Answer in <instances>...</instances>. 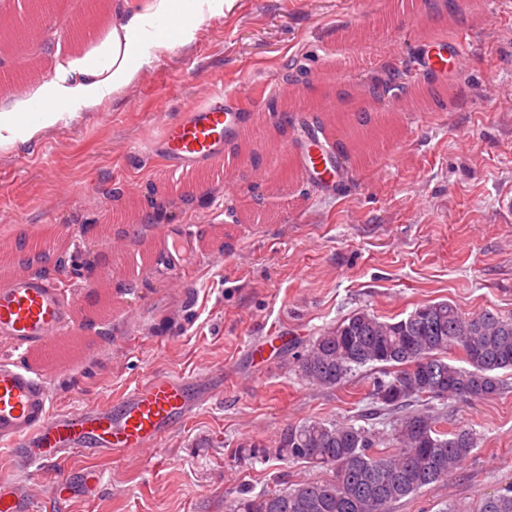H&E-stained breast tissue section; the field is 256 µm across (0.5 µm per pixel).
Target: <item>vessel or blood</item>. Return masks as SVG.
Listing matches in <instances>:
<instances>
[{"label":"vessel or blood","mask_w":512,"mask_h":512,"mask_svg":"<svg viewBox=\"0 0 512 512\" xmlns=\"http://www.w3.org/2000/svg\"><path fill=\"white\" fill-rule=\"evenodd\" d=\"M418 64L426 71L465 73L468 56L463 46L443 50L436 38ZM247 94L205 89L204 100L187 104L181 117L162 120V135L144 153L162 158L175 172L220 170L224 190L236 193L239 163L225 154L228 142L244 144L254 113L246 107ZM333 138L330 126L306 139L292 159L299 170L325 191L343 181L344 159L331 156L326 147ZM155 254H169L178 246L183 260L198 247L195 236L155 225ZM81 309L58 285L34 272H19L0 282V338L10 341L18 363L0 364V442L14 443L32 467L58 461L62 456L93 450L104 454H147L183 420L201 399L190 381L167 376L127 391L116 405L88 406L66 416L49 408L46 378L63 369L79 346ZM0 512H29L18 496L9 473L0 472Z\"/></svg>","instance_id":"obj_1"}]
</instances>
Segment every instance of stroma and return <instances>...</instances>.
<instances>
[{"instance_id": "obj_1", "label": "stroma", "mask_w": 512, "mask_h": 512, "mask_svg": "<svg viewBox=\"0 0 512 512\" xmlns=\"http://www.w3.org/2000/svg\"><path fill=\"white\" fill-rule=\"evenodd\" d=\"M140 2L54 0L52 13L36 18L25 0H11L0 5V44L33 23L53 29L54 41L28 45L43 82L53 77L59 37L76 58L102 50ZM91 7L100 20L86 36L78 18ZM451 29L467 41L469 69L428 75L418 67L422 38ZM151 50V83L133 78L92 107L61 102L57 122L0 146V240L10 244L0 261L6 274L19 269L22 234L103 222L101 200L113 184L135 188L139 212L155 204L177 211L173 228H191L201 241L188 266L173 255L140 273L135 250L149 242L148 223L136 224L133 249L112 251L97 235L62 252L67 294L84 303L100 282L114 304L86 306L83 357L46 386L59 415L119 401L156 375L190 379L204 400L147 455L84 453L36 474L0 444V468L38 512H231L242 493L325 478L306 464L247 453L308 419L358 423L369 368L326 389L292 366L324 329L359 311L397 321L438 301L469 316L512 317V216L499 207L512 194V104L497 95L512 87V8L490 0L453 8L446 0H226L223 14ZM390 66L442 89L445 106L396 113L379 153L334 195L285 172L276 150L300 135L302 112L261 125L269 145L246 157L234 195L220 173L180 177L140 153L157 133L155 107L178 117L205 75L228 93L258 91L265 106L287 71L305 97L350 102ZM254 168L271 169V179L253 181ZM187 185L195 188L190 208L181 203ZM85 251L102 257L96 279L75 271ZM175 268L183 274L177 290L166 285ZM500 377L495 395L441 402L449 428L473 430L476 446L447 480L394 512H474L512 485V374ZM86 467L105 474L97 490L59 498L58 484L80 486Z\"/></svg>"}]
</instances>
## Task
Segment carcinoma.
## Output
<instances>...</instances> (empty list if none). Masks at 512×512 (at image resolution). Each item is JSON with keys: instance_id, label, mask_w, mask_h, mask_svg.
Returning <instances> with one entry per match:
<instances>
[{"instance_id": "obj_1", "label": "carcinoma", "mask_w": 512, "mask_h": 512, "mask_svg": "<svg viewBox=\"0 0 512 512\" xmlns=\"http://www.w3.org/2000/svg\"><path fill=\"white\" fill-rule=\"evenodd\" d=\"M23 264L58 280L64 266L19 243ZM462 354L463 366L447 361ZM364 366L381 369L370 396L391 417L390 433L353 424L310 420L282 429L267 454L285 463L332 471L331 478L241 497L233 512H393L402 499L435 486L476 447L474 433L450 430L435 400L477 399L500 391L498 373L512 371V317L491 311L466 317L448 301L383 321L358 312L325 329L296 356L299 375L334 388ZM478 512H512V487L488 496Z\"/></svg>"}]
</instances>
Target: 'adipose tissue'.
Segmentation results:
<instances>
[{"mask_svg": "<svg viewBox=\"0 0 512 512\" xmlns=\"http://www.w3.org/2000/svg\"><path fill=\"white\" fill-rule=\"evenodd\" d=\"M180 0H148L143 11L132 14L125 24L113 27L106 55L91 61L82 57L72 63L73 69L84 73V80L68 83L58 79L45 81L37 91L43 105L38 123L21 124L20 116L28 108L27 101L16 102L12 111L0 113V146L21 135H33L38 127L54 124L59 114L55 105L61 101H76L90 106L97 102L104 87L120 88L130 82L145 61L135 31L153 25L164 17L188 29L201 24L208 16L223 12L224 0H196L192 10L179 7Z\"/></svg>", "mask_w": 512, "mask_h": 512, "instance_id": "1", "label": "adipose tissue"}]
</instances>
